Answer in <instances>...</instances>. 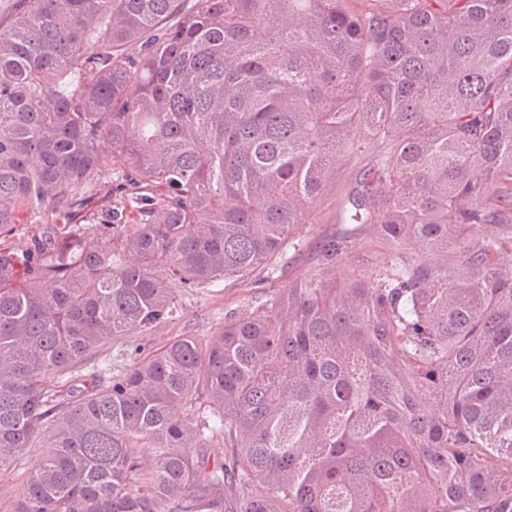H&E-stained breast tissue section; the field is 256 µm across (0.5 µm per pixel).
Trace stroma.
<instances>
[{"mask_svg":"<svg viewBox=\"0 0 512 512\" xmlns=\"http://www.w3.org/2000/svg\"><path fill=\"white\" fill-rule=\"evenodd\" d=\"M359 177L360 167L355 158H346L338 164L327 191L309 210L308 222L302 227L306 246L292 260L285 276L247 287L227 288L218 282L202 288L180 289L177 311L171 319L143 334L129 336L104 347L96 356L91 373L101 375L111 373L115 368H127L136 358L158 351L179 336H213L223 328L225 314L244 312L266 295L287 287L290 281L303 278L312 264V253L319 237L338 229L341 224L342 202ZM42 454L39 447L26 449L7 470L0 472V512H12L17 493Z\"/></svg>","mask_w":512,"mask_h":512,"instance_id":"stroma-1","label":"stroma"}]
</instances>
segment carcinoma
Listing matches in <instances>:
<instances>
[{"instance_id":"carcinoma-1","label":"carcinoma","mask_w":512,"mask_h":512,"mask_svg":"<svg viewBox=\"0 0 512 512\" xmlns=\"http://www.w3.org/2000/svg\"><path fill=\"white\" fill-rule=\"evenodd\" d=\"M348 155L303 279L59 409L177 289L282 275ZM23 214L0 470L45 451L14 512H512V0H9L0 238ZM360 230L382 252L334 274Z\"/></svg>"}]
</instances>
